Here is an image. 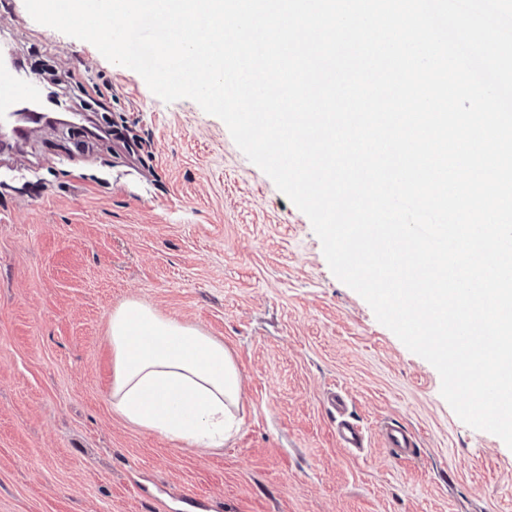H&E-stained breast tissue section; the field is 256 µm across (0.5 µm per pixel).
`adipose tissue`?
<instances>
[{
  "mask_svg": "<svg viewBox=\"0 0 512 512\" xmlns=\"http://www.w3.org/2000/svg\"><path fill=\"white\" fill-rule=\"evenodd\" d=\"M111 406L131 425L220 448L239 424L242 381L222 342L130 300L109 317Z\"/></svg>",
  "mask_w": 512,
  "mask_h": 512,
  "instance_id": "ef3b65f1",
  "label": "adipose tissue"
}]
</instances>
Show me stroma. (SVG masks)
Instances as JSON below:
<instances>
[{
	"label": "stroma",
	"instance_id": "35a3bbf8",
	"mask_svg": "<svg viewBox=\"0 0 512 512\" xmlns=\"http://www.w3.org/2000/svg\"><path fill=\"white\" fill-rule=\"evenodd\" d=\"M108 138L0 150V512H512V449L338 280L308 217L193 100L0 0V43ZM222 341L237 432L199 451L113 411L108 319L129 300ZM365 431L343 448L327 397ZM408 432L395 457L382 432Z\"/></svg>",
	"mask_w": 512,
	"mask_h": 512
}]
</instances>
